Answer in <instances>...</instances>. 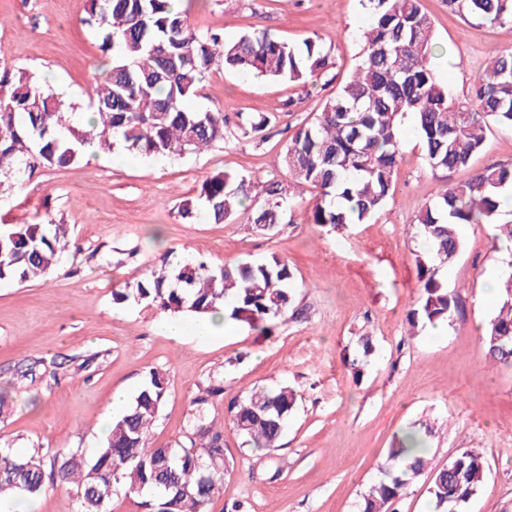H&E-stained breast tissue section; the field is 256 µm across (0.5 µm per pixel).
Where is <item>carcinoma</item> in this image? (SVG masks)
Here are the masks:
<instances>
[{
  "mask_svg": "<svg viewBox=\"0 0 512 512\" xmlns=\"http://www.w3.org/2000/svg\"><path fill=\"white\" fill-rule=\"evenodd\" d=\"M372 16L353 73L327 98L320 112L294 126L282 153V166L298 185L318 190L302 223L340 232L365 224L395 192L394 174L402 153L399 129L410 119L419 147L432 169L468 168L482 151L492 125L512 128V52L491 58L473 80L467 98H455L441 83L432 60L443 48L420 0H361ZM448 9L490 25H512V0H447ZM83 23L112 53L106 73L95 78L90 107L96 119L85 127L69 124L74 109L44 89L26 69L0 64V185L21 180L35 166L66 168L96 143L148 158L199 152L218 142L264 130V112H239L229 126L222 111L187 106L211 69L218 65L245 74L306 84L330 64L321 44L307 40L296 48L262 28L232 41L197 32L187 12L171 0H88ZM512 188V163L473 170L464 183L441 190L415 215L421 249L415 255L421 298L410 310L414 328L451 322L460 296L437 277L438 267L462 249L459 228L491 224L494 240L512 241V223H499L502 193ZM287 197L275 177H237L219 172L180 205L179 213H199L215 224L239 210L251 223L271 230L285 219ZM64 224H17L0 231V281L29 282L52 273L67 248ZM498 284L495 314L484 335L489 357L512 367V262ZM293 273L272 256L259 262L214 268L194 258L165 252L150 275L112 291L118 304H145L163 314L224 317L269 333L281 319L298 320L292 306ZM168 395L157 371L127 412L113 421L104 446L88 456L81 448L56 453L34 448L25 455L0 437V498L37 496L47 485L76 488V512H111L116 486L141 499L145 512H209L224 486L230 464L224 455V427L194 417L171 445L152 447L149 434ZM296 403L288 386L260 388L228 406V425L254 452H267L280 440ZM432 435L425 425L399 438L388 450L383 476L363 497L361 512H388L428 465L407 440L424 446ZM482 454L466 450L438 469L431 494L436 512H465L484 481Z\"/></svg>",
  "mask_w": 512,
  "mask_h": 512,
  "instance_id": "obj_1",
  "label": "carcinoma"
}]
</instances>
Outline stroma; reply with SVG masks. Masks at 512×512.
I'll return each mask as SVG.
<instances>
[{"instance_id":"1","label":"stroma","mask_w":512,"mask_h":512,"mask_svg":"<svg viewBox=\"0 0 512 512\" xmlns=\"http://www.w3.org/2000/svg\"><path fill=\"white\" fill-rule=\"evenodd\" d=\"M194 27L233 40L265 28L293 46L308 38L330 51L333 65L313 82L296 84L224 69L209 73L190 105L227 117L260 110L273 116L263 137L219 143L181 158L85 155L67 168H40L0 189V224L50 220L68 225L71 244L57 272L26 283L0 281V389L13 407L0 434L25 452L41 446L94 454L103 444L100 415L115 390L135 398L150 371L168 382V397L149 443L180 436L197 413L193 399L224 386L202 413L223 422L231 400L253 388L286 385L297 401L277 448L254 453L232 429L224 431L232 467L210 512H360L381 477L387 451L426 423L429 464L394 512H434L435 471L463 451L482 452L484 483L466 512H512V369L491 361L483 336L496 300L485 296L488 273L504 258L489 224L459 229L462 250L439 278L462 305L445 335L411 327L407 314L420 291L414 253L415 214L472 169L433 171L411 125L402 128L396 191L365 224L329 234L314 224L260 231L246 212L216 224L182 218L181 201L219 172L278 176L287 126L320 110L359 62L360 0H181ZM447 56L437 78L453 96L467 93L489 59L512 51V26H491L449 12L446 0H421ZM87 0H0V61L34 73L76 108L88 105L95 76L108 65L101 40L83 25ZM217 267L237 261L287 258L294 304L304 316L281 321L269 335L237 325L230 335L201 342L165 336L153 308L114 303L112 291L143 279L163 252ZM373 350L364 354L360 337ZM40 362L41 374L20 389L17 370Z\"/></svg>"}]
</instances>
